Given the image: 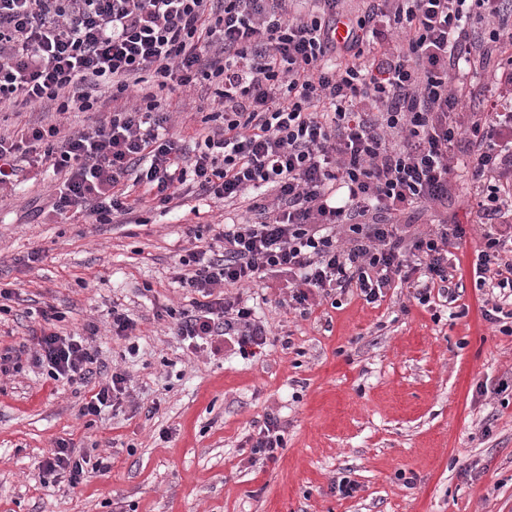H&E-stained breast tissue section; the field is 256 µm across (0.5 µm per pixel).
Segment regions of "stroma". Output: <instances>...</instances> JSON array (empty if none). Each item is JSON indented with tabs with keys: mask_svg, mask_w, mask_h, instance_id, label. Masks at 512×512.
Masks as SVG:
<instances>
[{
	"mask_svg": "<svg viewBox=\"0 0 512 512\" xmlns=\"http://www.w3.org/2000/svg\"><path fill=\"white\" fill-rule=\"evenodd\" d=\"M212 99L204 84L167 94L184 149ZM118 108H6L0 134L57 121L76 131ZM19 181L0 197V281L16 296L0 317V348L29 343L39 310L54 308L64 332L97 325L101 360L127 375L128 396L88 419L81 384L30 367L0 376V512H512V335L482 316L477 238L456 252V305L394 288L378 304L350 292L303 315L278 273L272 287L239 291L271 344L253 357L214 355L188 348L156 313L190 305L174 279L194 246L186 228L212 238L244 208L192 194L169 212L137 205L132 224H85L51 212L53 173ZM36 249L42 261L24 266ZM457 305L464 315H453ZM115 307L137 322L135 346L113 339ZM269 417L284 436L273 462L253 458L248 442ZM62 438L107 469L74 488L63 475L40 478L35 462ZM342 479L352 495L339 493Z\"/></svg>",
	"mask_w": 512,
	"mask_h": 512,
	"instance_id": "stroma-1",
	"label": "stroma"
}]
</instances>
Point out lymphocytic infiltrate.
I'll return each mask as SVG.
<instances>
[{
  "mask_svg": "<svg viewBox=\"0 0 512 512\" xmlns=\"http://www.w3.org/2000/svg\"><path fill=\"white\" fill-rule=\"evenodd\" d=\"M340 2L0 0V108L89 112L103 88L128 97L150 72L163 89L209 81L224 109L190 158L150 93L72 133L51 124L1 134L0 192L47 165L60 179L53 210L96 224L132 213L133 185L167 209L193 190L247 201L252 221L225 225L215 243L189 228L199 245L180 257L175 279L196 298L162 312L178 336L221 338L244 354L264 348L268 332L226 291L271 272L289 274L288 303L305 311L334 291L370 304L394 288L423 305L452 298L465 228L441 218L415 233L402 219L445 204L461 163L474 186L483 316L511 335L512 113L497 99L512 91V56L485 86L484 111H465L463 100L476 65L512 45V0H369L347 24ZM475 17L487 31L471 27ZM57 318L43 311L32 365L53 381L91 385L80 416L121 407L127 377L101 376L97 326L65 334ZM36 467L76 486L105 463L62 438Z\"/></svg>",
  "mask_w": 512,
  "mask_h": 512,
  "instance_id": "1",
  "label": "lymphocytic infiltrate"
}]
</instances>
